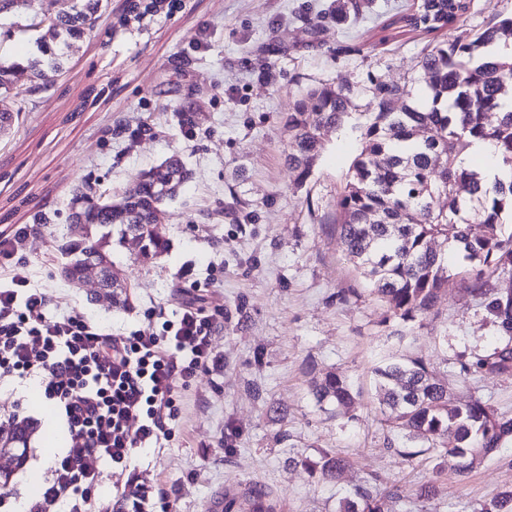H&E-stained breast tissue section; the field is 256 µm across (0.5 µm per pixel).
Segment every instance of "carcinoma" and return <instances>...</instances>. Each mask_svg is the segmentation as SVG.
Listing matches in <instances>:
<instances>
[{
	"label": "carcinoma",
	"instance_id": "cac0c4a2",
	"mask_svg": "<svg viewBox=\"0 0 512 512\" xmlns=\"http://www.w3.org/2000/svg\"><path fill=\"white\" fill-rule=\"evenodd\" d=\"M68 9L50 18L51 40L43 41L45 67L36 69V85L49 89L62 70V57L53 41L64 35L66 46L81 39L94 21L102 0H69ZM471 0H422L418 11L388 20L382 30L402 24L433 36L416 64L417 81L429 90L424 101L410 100V91L379 81L371 88L372 109L359 126L362 150L354 159L338 202L339 237L351 261L369 280L371 293L385 299L392 315L413 321L428 314L448 282V253L462 260L463 271L485 275L512 272V232L503 215L512 210V180L487 186L480 173L463 165L461 155L474 140L486 142L512 168V105L505 96L512 86V42L503 60L487 58L488 48L507 36L512 39V17L503 18L468 40L453 32L461 28ZM358 91L346 84H322L302 91L288 113V161L306 178L321 146V132L339 127L356 109ZM402 107L395 109L396 101ZM498 113L490 122L487 114ZM190 171L178 156H170L144 171L117 202L88 193L75 195L72 223L78 238L59 246L65 256L66 280L82 279L86 264L105 253L112 235L120 246L131 245L142 254L161 255L168 242L155 231L158 211L164 210ZM442 196L438 210L430 200ZM482 225L479 236L470 226ZM116 270H100V287L114 303H126L114 288ZM487 311L498 323L502 338L491 352L459 362L460 373L492 376L512 374V282L488 298ZM385 406L390 433H404L410 447L400 454L450 464L465 476L475 460L495 452L512 438V416L497 411L480 397L450 404L448 387L434 379L433 368L421 360L388 361L374 369ZM318 402L338 407L352 404L346 379L329 373L315 388ZM31 423L13 419L0 427V446L12 452L14 467L0 473V490L9 487L14 471L27 461ZM349 459L325 454L322 475L341 471ZM344 512H384L383 498L369 483L359 485ZM472 512H512V490H504Z\"/></svg>",
	"mask_w": 512,
	"mask_h": 512
}]
</instances>
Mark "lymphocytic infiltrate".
I'll return each instance as SVG.
<instances>
[{
  "mask_svg": "<svg viewBox=\"0 0 512 512\" xmlns=\"http://www.w3.org/2000/svg\"><path fill=\"white\" fill-rule=\"evenodd\" d=\"M47 305L25 281L0 285V378H39L70 433L26 512H92L105 465L126 468L135 449L175 437L181 394L214 358L217 321L190 299L174 318L114 336Z\"/></svg>",
  "mask_w": 512,
  "mask_h": 512,
  "instance_id": "lymphocytic-infiltrate-1",
  "label": "lymphocytic infiltrate"
}]
</instances>
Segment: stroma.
<instances>
[{
    "label": "stroma",
    "mask_w": 512,
    "mask_h": 512,
    "mask_svg": "<svg viewBox=\"0 0 512 512\" xmlns=\"http://www.w3.org/2000/svg\"><path fill=\"white\" fill-rule=\"evenodd\" d=\"M344 21L337 0H185L110 35L124 0H108L93 30L76 41L48 91L0 110H20L0 137V234L28 227L1 272L43 289L57 312L78 311L115 336L203 298L218 320L216 358L182 393L180 430L157 448H139L126 470L105 468L96 512H116L118 493L164 494L168 512H209L217 497L265 498L272 512H338L361 478L377 490L397 486L385 512H461L512 488V440L478 460L464 481L450 468L413 464L387 448L374 368L387 358H420L447 385L452 402L479 396L512 416V377L461 376L458 361L492 349L499 331L474 291L451 274L431 313L405 322L369 292L337 231V203L361 150L357 124L373 80L412 85L426 35L406 31L380 43L391 17L418 0H359ZM54 0H24L0 13V64L16 65L15 87L34 84L24 57H37L46 33L36 20ZM328 83L361 91L358 111L322 134L307 179L288 165L287 120L299 93ZM101 93L81 102L88 87ZM151 126L153 136L137 135ZM192 171L157 231L161 257L112 244L107 252L127 287L115 305L97 272L69 284L60 244L73 239L70 198L85 183L116 197L137 175L170 155ZM335 372L356 396L351 407L318 403L315 381ZM35 380H0V426L13 416L36 431L29 460L0 512H21L48 475L40 441L46 422ZM351 464L339 476L304 469L323 454ZM435 496L423 499L421 486Z\"/></svg>",
    "instance_id": "stroma-1"
}]
</instances>
